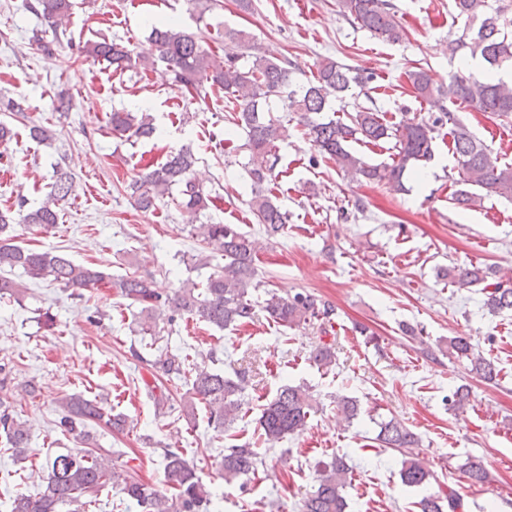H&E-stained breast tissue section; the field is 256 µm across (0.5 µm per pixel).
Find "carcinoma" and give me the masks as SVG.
I'll use <instances>...</instances> for the list:
<instances>
[{
	"instance_id": "obj_1",
	"label": "carcinoma",
	"mask_w": 512,
	"mask_h": 512,
	"mask_svg": "<svg viewBox=\"0 0 512 512\" xmlns=\"http://www.w3.org/2000/svg\"><path fill=\"white\" fill-rule=\"evenodd\" d=\"M26 6L57 30L67 24L76 2L26 0ZM339 7L355 26L379 39L398 43L405 36L392 0H339ZM455 7L458 16L465 18L466 31L448 43V52L453 56L464 51L471 58L482 60L484 75L478 78L460 69L448 75V85L444 87L434 84L428 72L420 68L408 74L413 92L423 100L439 96L453 104L467 103L477 112L508 118L512 116V84L499 77L498 72L512 70L509 6L499 5L488 12L487 0H455ZM224 39L248 45L251 63L241 65L235 56H222L209 46L202 32L170 23L152 27L150 41L158 52L156 58L106 38L89 40L78 50L86 58L105 60L121 71L146 69L158 59L169 68L178 90L199 98L206 96L209 88L224 91L234 125L247 136L246 171L251 188L248 205L268 236L283 232L288 224V212L276 202L268 188L279 162L277 143L289 136L287 123L265 116V105L272 99L281 100L282 108L299 116L313 145L335 160L344 175L369 183H391L401 191L406 190V176L432 160L435 129L448 123L451 151L458 164L456 183L461 185L451 196L452 204L468 207L476 202L481 191L487 196L512 200V164L501 163L498 155L454 113L447 110L431 121L409 119L396 126L384 123L375 108L362 107L349 114L347 122L326 117L324 113L331 111L333 99L340 98L354 86H364L366 78L346 64L324 58L318 63L314 79L294 89L292 61L260 52L257 45L250 43L244 30H226ZM110 125L114 133L130 138L151 140L157 132L154 117L147 111H116L110 117ZM390 140L394 141V157L390 163L372 164L351 149V144L357 142L376 145ZM195 163L191 150L171 151L164 163L146 169L128 189L130 197L143 211L155 209L164 197L178 190L179 206L201 241L224 252V268L210 274L203 287L184 286L164 297L153 288L149 278L135 274L115 277L98 267L77 264L58 250L43 251L17 244L13 234L15 221L34 224L45 231L58 223L59 202L75 191L74 180L66 172L56 173L50 194L39 207L26 212L25 201L21 200L16 218L0 210V270L18 268L31 280L49 278L75 290L111 288L129 300L130 305L139 308V324L144 331L152 330L167 311L172 312L171 320L176 314H186L198 323L226 329L253 320L260 309L280 326L290 328L300 322L317 321L321 332H326V325L334 321L336 309L310 292L300 291L284 297L271 291L261 302L253 299L252 292L259 288L253 265L257 242L236 224L199 223L211 196L192 178ZM439 275L460 287H481L484 307L492 314L512 310V285L496 278L487 267L474 263L441 266ZM23 295L21 284L0 278V299L19 302ZM446 350L448 356L466 362L469 372L482 380L497 379L499 370L494 361L479 352L470 339L450 337ZM309 359L321 369L331 367L336 360L334 343L319 337ZM153 368V381H146L144 385L156 406L163 407L169 400L159 382L166 377H183L187 386L182 396L183 414L194 415L198 399L207 405L208 422L215 428L227 431L238 419L245 390L243 379L233 380L221 371L205 368L191 373L185 367V358L168 351L154 360ZM6 391L7 382L2 379L0 438L5 439L15 459L22 461L30 440V426L14 412ZM445 402L448 410L463 412L469 405L470 391L460 385ZM336 407L347 420L356 418L360 412L357 401L348 397H336ZM59 408L56 426L62 434L71 436L78 447L46 459L44 489L34 496L16 494L7 512H61L62 507L71 505L75 506L71 512H84L87 503L81 501V497L108 484L121 486L126 508L134 507L139 512H213L210 491L182 454L173 450L165 452L170 493H162L106 465L95 449L87 447L88 424L99 423L119 432L126 426L123 415H112L104 411L98 401L81 394L63 397ZM313 409L312 396L306 389L288 384L281 386L263 405L257 421L259 439L273 447L289 435L300 434ZM378 426L376 440L379 444L403 455L402 482L408 486L425 484L430 471L413 451L419 443L416 434L394 418ZM217 465L224 473V482L231 483L255 473L257 452L246 442L231 445L224 449V456ZM462 472L472 486H483L491 481L490 472L478 458H468L462 465ZM348 474L349 467L340 456L322 464L317 469L314 489L301 502L300 512H346L344 491ZM441 500L436 494L423 497L419 502L421 512H459L463 507L461 495L453 488L448 489V510H443Z\"/></svg>"
}]
</instances>
